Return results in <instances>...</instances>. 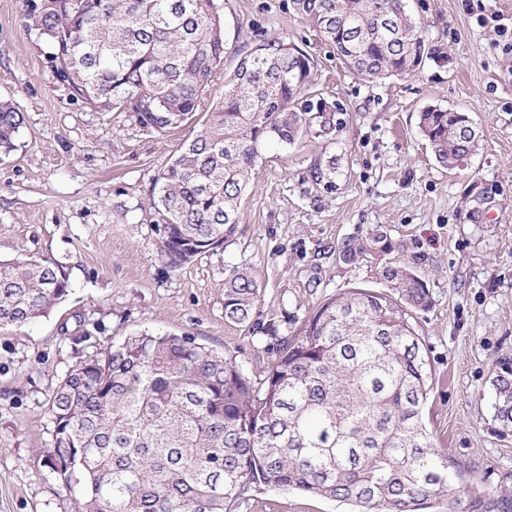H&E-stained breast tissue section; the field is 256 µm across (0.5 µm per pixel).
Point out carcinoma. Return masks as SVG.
I'll return each mask as SVG.
<instances>
[{
    "instance_id": "carcinoma-1",
    "label": "carcinoma",
    "mask_w": 512,
    "mask_h": 512,
    "mask_svg": "<svg viewBox=\"0 0 512 512\" xmlns=\"http://www.w3.org/2000/svg\"><path fill=\"white\" fill-rule=\"evenodd\" d=\"M27 12L69 95L130 112L150 133L194 118L224 59L219 0H37ZM295 15L368 79L419 73L434 51L405 0H292ZM312 57L262 39L224 81V99L154 180V206L179 268L234 233L262 147L308 132L330 136L339 108L308 95ZM457 110L427 108L419 127L435 160L455 169L480 146ZM23 116L0 103V153ZM391 250L381 234L342 247L348 263ZM379 278L400 300L366 288L325 299L298 337H283L263 375L195 337L141 332L75 363L53 391L46 463L74 512H234L258 486L300 489L360 512H421L463 478L435 448L424 414L432 374L411 311L430 293L404 263ZM64 266L0 259V329L48 317L69 294ZM258 285L238 267L224 279V319L276 335L255 318ZM495 420L512 431V360L492 378ZM465 512H512V495L475 491Z\"/></svg>"
}]
</instances>
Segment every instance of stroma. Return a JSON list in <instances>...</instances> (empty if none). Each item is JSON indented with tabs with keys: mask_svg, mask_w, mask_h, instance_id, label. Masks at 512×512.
<instances>
[{
	"mask_svg": "<svg viewBox=\"0 0 512 512\" xmlns=\"http://www.w3.org/2000/svg\"><path fill=\"white\" fill-rule=\"evenodd\" d=\"M434 62L410 77L368 80L297 18L291 0H224V78L261 39L314 60V88L340 111L335 136L267 143L241 200L234 235L181 268L161 255L165 229L153 179L198 129L160 136L124 112L70 98L27 26V0H0V101L23 115L0 155V258H51L70 292L36 323L0 331V512H73L43 458L47 401L77 362L141 331L197 337L252 377L279 337L295 336L325 298L385 291L384 262L411 266L431 294L414 314L431 369L426 425L466 470L451 495L512 489V433L500 436L491 380L512 359V0H406ZM429 107L468 112L481 146L461 169L434 159L419 129ZM381 233L391 253L346 263L352 239ZM251 268L256 315L273 336L224 318V279ZM236 512H355L353 505L275 487Z\"/></svg>",
	"mask_w": 512,
	"mask_h": 512,
	"instance_id": "35a3bbf8",
	"label": "stroma"
}]
</instances>
